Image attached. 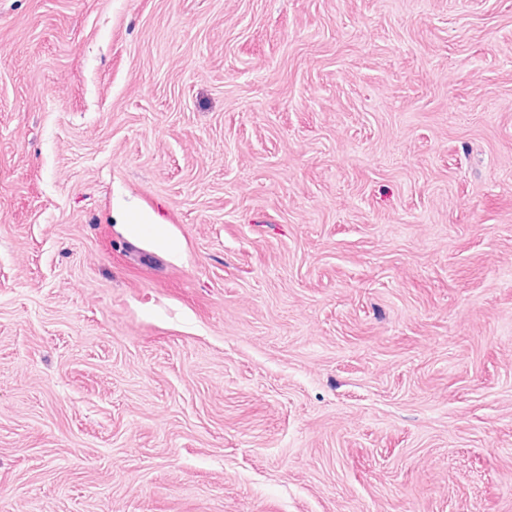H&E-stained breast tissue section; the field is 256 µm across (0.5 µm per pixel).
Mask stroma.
Returning <instances> with one entry per match:
<instances>
[{"label":"stroma","mask_w":512,"mask_h":512,"mask_svg":"<svg viewBox=\"0 0 512 512\" xmlns=\"http://www.w3.org/2000/svg\"><path fill=\"white\" fill-rule=\"evenodd\" d=\"M0 512H512V0H0Z\"/></svg>","instance_id":"stroma-1"}]
</instances>
